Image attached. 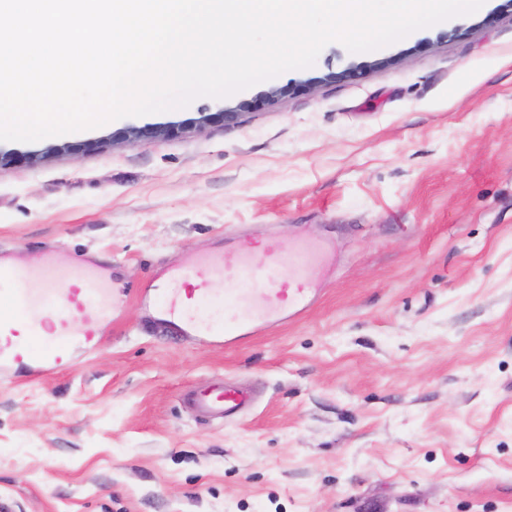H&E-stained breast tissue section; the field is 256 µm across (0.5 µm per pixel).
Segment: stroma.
I'll return each mask as SVG.
<instances>
[{"label":"stroma","mask_w":512,"mask_h":512,"mask_svg":"<svg viewBox=\"0 0 512 512\" xmlns=\"http://www.w3.org/2000/svg\"><path fill=\"white\" fill-rule=\"evenodd\" d=\"M75 141H0L47 155L0 168V253L113 293L96 348L0 374V512H512V0ZM242 237L328 243L316 303L178 336L149 290ZM220 380L235 420L186 403ZM184 126L176 124H152L142 127H128L117 134H112L110 142L112 144L116 140L122 142L133 143L141 138L165 139L177 137L184 132ZM118 136V139L116 138Z\"/></svg>","instance_id":"1"}]
</instances>
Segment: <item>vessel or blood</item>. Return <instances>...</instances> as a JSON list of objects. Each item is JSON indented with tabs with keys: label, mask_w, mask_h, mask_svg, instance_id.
I'll return each instance as SVG.
<instances>
[{
	"label": "vessel or blood",
	"mask_w": 512,
	"mask_h": 512,
	"mask_svg": "<svg viewBox=\"0 0 512 512\" xmlns=\"http://www.w3.org/2000/svg\"><path fill=\"white\" fill-rule=\"evenodd\" d=\"M304 251L282 254L273 245L256 253L229 248L209 261H188L171 269L160 315L187 337L239 344L263 326L296 316L311 302L313 283ZM224 270L231 288L223 306L211 308L209 275ZM262 273L261 292L246 288L251 274ZM50 270H32L0 260V303L10 312L0 315V371L24 366L60 368L75 344L95 347V321L111 303L105 283L96 274L76 271V285L47 288ZM252 401L239 387L218 386L195 396L199 411L230 418Z\"/></svg>",
	"instance_id": "1"
}]
</instances>
